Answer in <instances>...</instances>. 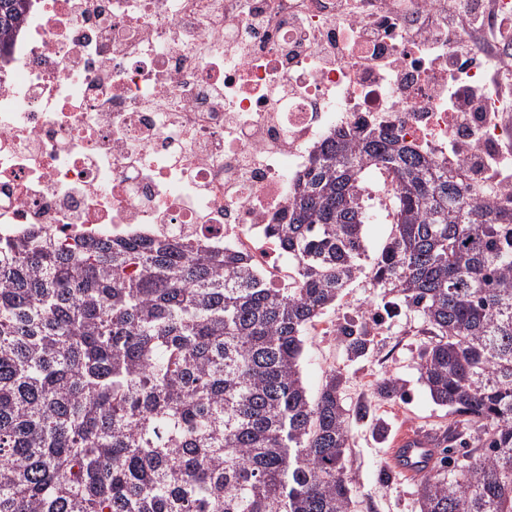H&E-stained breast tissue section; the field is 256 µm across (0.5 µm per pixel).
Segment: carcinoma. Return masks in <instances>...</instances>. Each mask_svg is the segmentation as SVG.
<instances>
[{
	"label": "carcinoma",
	"instance_id": "cac0c4a2",
	"mask_svg": "<svg viewBox=\"0 0 512 512\" xmlns=\"http://www.w3.org/2000/svg\"><path fill=\"white\" fill-rule=\"evenodd\" d=\"M28 7L0 0L1 53ZM371 168L393 193L374 280L423 318L451 416L419 512H512V206L376 126L327 135L269 225L286 288L207 239H0V512H350L343 378L312 398L300 360L362 272ZM336 335L375 348L363 311Z\"/></svg>",
	"mask_w": 512,
	"mask_h": 512
}]
</instances>
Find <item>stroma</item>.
I'll use <instances>...</instances> for the list:
<instances>
[{
  "label": "stroma",
  "instance_id": "stroma-1",
  "mask_svg": "<svg viewBox=\"0 0 512 512\" xmlns=\"http://www.w3.org/2000/svg\"><path fill=\"white\" fill-rule=\"evenodd\" d=\"M363 227L366 257L363 273L343 291L335 306L308 328L302 358V375L310 395H317L330 371L341 372L346 409L367 406L370 419L350 420V446L345 467L350 479L351 512H419L414 479L393 474L386 451L403 432H439L448 425V409L433 401L420 378V353L425 338L423 320L410 309L396 316L384 315L374 332L376 347L369 357L353 360L336 338L335 330L360 309L382 312L383 289L374 287L369 266L389 240L393 228L386 209H368ZM395 379L400 396L377 393L385 378Z\"/></svg>",
  "mask_w": 512,
  "mask_h": 512
}]
</instances>
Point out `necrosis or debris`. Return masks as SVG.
I'll return each mask as SVG.
<instances>
[{
  "label": "necrosis or debris",
  "instance_id": "4bbe7bcc",
  "mask_svg": "<svg viewBox=\"0 0 512 512\" xmlns=\"http://www.w3.org/2000/svg\"><path fill=\"white\" fill-rule=\"evenodd\" d=\"M471 2L30 0L0 55V236L202 237L284 288L267 227L325 135L353 126L391 130L511 206L512 50L484 33L456 61L448 8ZM452 87L481 97L449 111Z\"/></svg>",
  "mask_w": 512,
  "mask_h": 512
}]
</instances>
